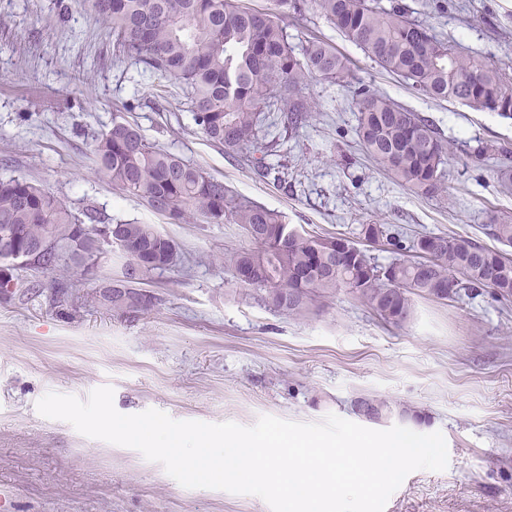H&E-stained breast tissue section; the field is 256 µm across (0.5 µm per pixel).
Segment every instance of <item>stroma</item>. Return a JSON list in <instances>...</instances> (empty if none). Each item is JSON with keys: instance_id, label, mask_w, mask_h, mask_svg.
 I'll list each match as a JSON object with an SVG mask.
<instances>
[{"instance_id": "stroma-1", "label": "stroma", "mask_w": 512, "mask_h": 512, "mask_svg": "<svg viewBox=\"0 0 512 512\" xmlns=\"http://www.w3.org/2000/svg\"><path fill=\"white\" fill-rule=\"evenodd\" d=\"M438 37L512 69V0H408ZM296 42L319 37L348 59L346 83L312 78L318 104L260 177L200 134L173 77L117 60L89 0L60 14L57 0H0V178L42 184L77 212L151 224L173 239L188 272L153 273L158 302L129 318L87 299L120 279V252L54 295V276L22 277L36 293L0 302V497L10 512H271L254 495L187 489L135 449L90 438L43 417L56 392L87 399L114 391L123 414L153 408L180 421L252 426L263 415L317 423L354 420L371 395L422 411V434L441 432L446 470L410 473L385 512H512V300L482 291L455 301L415 298L402 327L380 320L350 290L318 299L303 317L266 307L224 271L225 252L249 247L236 224L174 223L96 173L95 136L125 119L152 142L236 192L321 235L356 238L382 224L411 240L460 235L485 246L488 213L512 216L499 159L481 144L512 143V119L430 99L382 70L313 12L291 24ZM362 85L434 122L460 152L447 166L454 203L417 195L380 170L355 133Z\"/></svg>"}]
</instances>
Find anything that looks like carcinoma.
<instances>
[{
  "label": "carcinoma",
  "mask_w": 512,
  "mask_h": 512,
  "mask_svg": "<svg viewBox=\"0 0 512 512\" xmlns=\"http://www.w3.org/2000/svg\"><path fill=\"white\" fill-rule=\"evenodd\" d=\"M308 4L416 92L512 119V76L438 38L401 0H278L277 13L252 10L242 0H92L98 22L122 55L146 72L178 80L196 130L247 166L256 153L279 146L267 140L275 122L263 124L261 113H279L283 128L295 133L317 109L304 92L310 77L339 84L349 76L347 62L325 41L308 40L295 53L285 20L302 15ZM355 107L356 134L381 169L426 198L449 196L446 165L457 151L455 141L369 87L358 89ZM490 152L511 159L512 145H482L474 157ZM93 154L113 187L176 223L191 218L239 225L251 247L225 252L224 268L240 285L261 292L267 306L290 316L303 315L313 301L342 288L399 327L414 314V295L454 299L489 289L512 299V256L469 238L424 234L408 245L393 239L390 245L407 257L382 266L344 237L287 224L281 213L235 193L129 122L114 121L95 136ZM486 229L491 239L512 246L511 217L491 214ZM114 249L127 257L128 269L140 261V271L124 276L130 300L112 296V310L142 314L134 302L141 292L136 284L177 266L172 239L150 224H114L93 210L78 214L29 180L0 179V269L11 273L14 287H37L21 280L22 269L72 266L88 273ZM358 400L369 405L370 421L394 413L385 400Z\"/></svg>",
  "instance_id": "obj_1"
}]
</instances>
